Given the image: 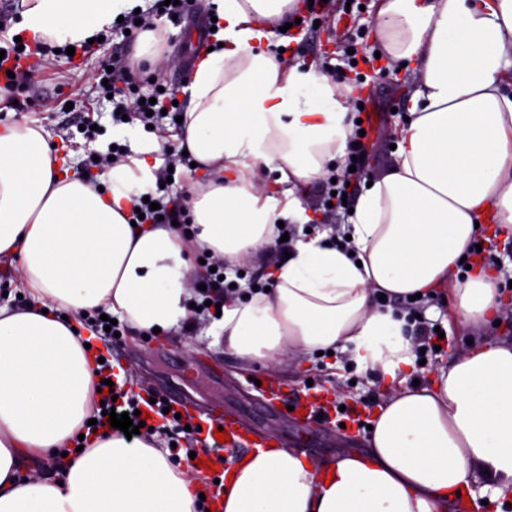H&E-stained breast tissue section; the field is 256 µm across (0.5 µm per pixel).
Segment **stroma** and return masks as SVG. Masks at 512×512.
Listing matches in <instances>:
<instances>
[{
  "label": "stroma",
  "mask_w": 512,
  "mask_h": 512,
  "mask_svg": "<svg viewBox=\"0 0 512 512\" xmlns=\"http://www.w3.org/2000/svg\"><path fill=\"white\" fill-rule=\"evenodd\" d=\"M379 4L380 0H335L319 26L303 31L300 44L287 53L293 62L335 65L337 82L352 86L355 96L370 98L377 121L362 177L366 183L375 180L392 163L394 132L404 121L415 85L410 69L381 53L383 45L371 27ZM161 27L171 38L169 53L181 61L180 66L167 69L164 80L178 88L189 76L186 61L195 51L189 37L190 28L186 21L170 19L164 20ZM116 46V40L112 39L93 53H79L71 59L36 54L25 57L23 66L34 71L37 83L31 91L19 93L23 111L10 108L0 111V127L24 122L43 126L53 139L64 140L71 149L70 164L84 170L90 142L80 126L91 119L99 125L101 133L111 132L112 104L97 96L79 95L78 89L89 85ZM479 259L506 267L500 286L498 323L486 325L475 335L451 326L438 349L427 351L426 363L417 373L421 383L433 379L439 368L450 366L468 340L512 341V238L484 244ZM207 327V321L196 319L191 325L180 324L149 338L124 329L122 336L110 345L112 360L124 369L132 390L180 389L200 406H224L258 435L275 434L300 445L311 458L332 460L346 451L366 447L367 426L384 398L379 377L357 372L345 355L315 356L305 364L274 372L265 363L241 361L223 343L209 336ZM269 372L284 383L289 396L303 395L315 388L323 391L330 402L354 408L358 422L346 430L352 433V442L343 440L346 431L342 428L310 427L294 421L280 402L270 400L250 385V375Z\"/></svg>",
  "instance_id": "1"
}]
</instances>
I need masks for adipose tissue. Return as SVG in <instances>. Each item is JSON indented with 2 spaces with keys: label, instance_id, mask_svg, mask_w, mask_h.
<instances>
[{
  "label": "adipose tissue",
  "instance_id": "adipose-tissue-1",
  "mask_svg": "<svg viewBox=\"0 0 512 512\" xmlns=\"http://www.w3.org/2000/svg\"><path fill=\"white\" fill-rule=\"evenodd\" d=\"M152 3L23 0L21 28L78 44ZM207 4L214 48L179 91L175 135L207 175L189 187V232L130 222L157 193L159 141L113 128L127 153L90 181L43 127L0 129V266L28 296L0 305V512H197L194 471L173 467L155 437L89 432L98 377L77 331L99 307L143 333L179 324L195 298L193 255L233 268L275 249L279 223L310 220L297 188L346 164L352 87L276 50L274 23L302 0ZM376 34L416 77L392 164L357 198L345 244L328 228L298 233L273 288L228 298L210 329L245 361L349 354L389 395L366 452L317 464L298 448L258 449L232 466L222 512H446L481 472L495 502L512 501V343L468 347L415 386V324L391 305L445 288L453 319L473 330L498 309V271L459 266L481 226L512 233V0H381ZM262 168L277 188L257 182ZM60 448L56 475H24Z\"/></svg>",
  "mask_w": 512,
  "mask_h": 512
}]
</instances>
